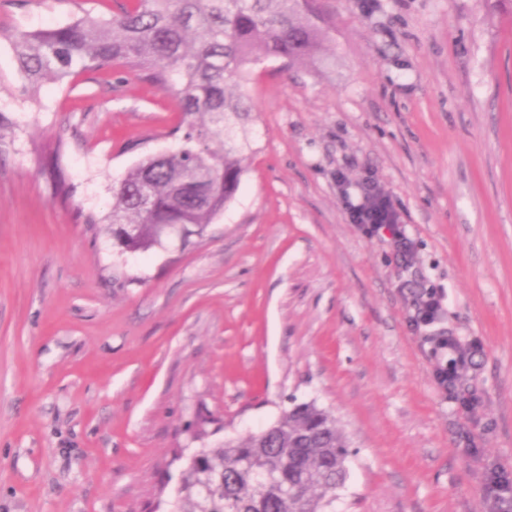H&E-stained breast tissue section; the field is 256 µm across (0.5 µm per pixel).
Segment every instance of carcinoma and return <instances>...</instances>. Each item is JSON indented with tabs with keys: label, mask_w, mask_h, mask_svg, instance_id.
<instances>
[{
	"label": "carcinoma",
	"mask_w": 512,
	"mask_h": 512,
	"mask_svg": "<svg viewBox=\"0 0 512 512\" xmlns=\"http://www.w3.org/2000/svg\"><path fill=\"white\" fill-rule=\"evenodd\" d=\"M45 31L12 32L30 98L41 83L117 69L142 75L176 101L177 146L147 154L112 185L105 217L124 248L162 244L177 224L201 234L235 198L244 173L253 69L320 59L330 42L321 0H113ZM350 440L314 402L296 404L264 430L192 454L176 512H331L347 477Z\"/></svg>",
	"instance_id": "carcinoma-1"
}]
</instances>
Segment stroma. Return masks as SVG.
<instances>
[{"mask_svg": "<svg viewBox=\"0 0 512 512\" xmlns=\"http://www.w3.org/2000/svg\"><path fill=\"white\" fill-rule=\"evenodd\" d=\"M322 4L325 60L254 70L234 200L144 252L82 216L175 147L174 100L115 72L32 102L0 42V512H170L197 449L312 400L353 450L334 512H495L491 476L512 482V0ZM112 8L0 0V28ZM367 182L408 255L349 223ZM436 336L472 355L448 387Z\"/></svg>", "mask_w": 512, "mask_h": 512, "instance_id": "35a3bbf8", "label": "stroma"}]
</instances>
